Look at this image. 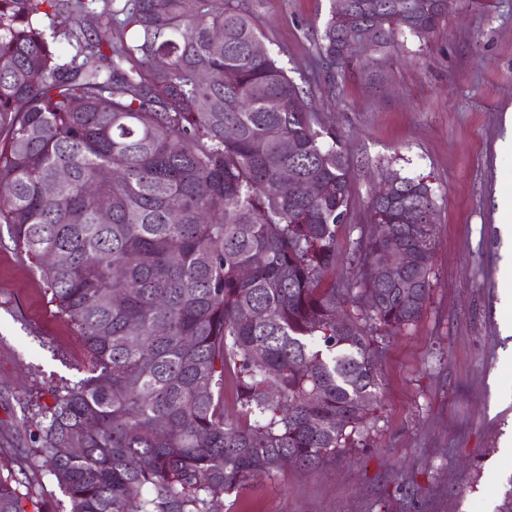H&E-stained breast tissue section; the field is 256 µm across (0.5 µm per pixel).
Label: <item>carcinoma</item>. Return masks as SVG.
Masks as SVG:
<instances>
[{
  "label": "carcinoma",
  "mask_w": 512,
  "mask_h": 512,
  "mask_svg": "<svg viewBox=\"0 0 512 512\" xmlns=\"http://www.w3.org/2000/svg\"><path fill=\"white\" fill-rule=\"evenodd\" d=\"M352 2L321 35L333 63L355 64L356 38L385 55L399 31L429 34L454 0ZM114 4L0 0V224L89 357L88 376L26 417V454L0 455V512L36 504L20 491L30 466L69 512H215L290 462L316 470L371 410L376 337L429 298L434 224L404 217L434 214L435 190L396 172L372 198L356 278L325 286L349 158L286 68L252 54L246 0ZM105 167L117 178L99 179ZM400 249L409 266L369 276Z\"/></svg>",
  "instance_id": "cac0c4a2"
}]
</instances>
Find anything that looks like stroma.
I'll list each match as a JSON object with an SVG mask.
<instances>
[{
	"label": "stroma",
	"instance_id": "1",
	"mask_svg": "<svg viewBox=\"0 0 512 512\" xmlns=\"http://www.w3.org/2000/svg\"><path fill=\"white\" fill-rule=\"evenodd\" d=\"M267 51L309 93L352 159L336 276L352 277L370 202L388 171L436 190L432 279L421 319L379 338L378 402L366 441L317 470L249 482L217 512H507L512 507V312L500 206L512 194V0H455L428 36L397 35L376 64H322L330 0H250ZM87 352L33 262L0 241V451L28 447L22 408L87 375Z\"/></svg>",
	"mask_w": 512,
	"mask_h": 512
}]
</instances>
